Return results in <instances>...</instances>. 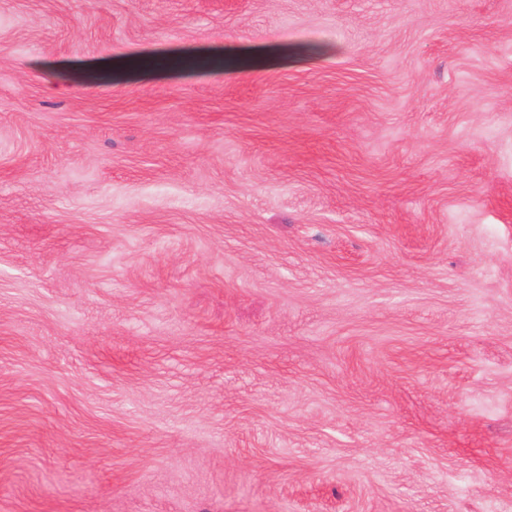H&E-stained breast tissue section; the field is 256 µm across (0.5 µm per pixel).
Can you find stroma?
Wrapping results in <instances>:
<instances>
[{"mask_svg": "<svg viewBox=\"0 0 512 512\" xmlns=\"http://www.w3.org/2000/svg\"><path fill=\"white\" fill-rule=\"evenodd\" d=\"M0 512H512V0H0Z\"/></svg>", "mask_w": 512, "mask_h": 512, "instance_id": "stroma-1", "label": "stroma"}]
</instances>
